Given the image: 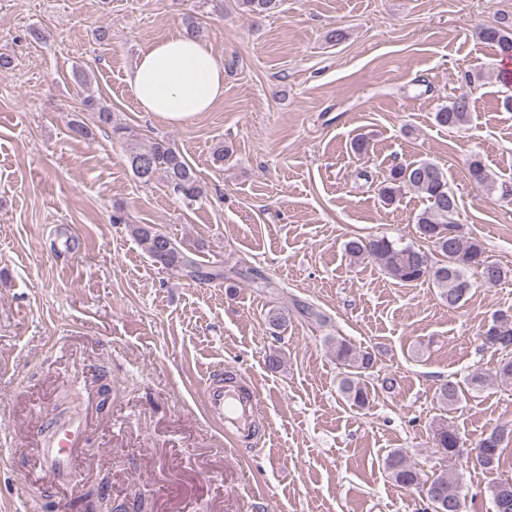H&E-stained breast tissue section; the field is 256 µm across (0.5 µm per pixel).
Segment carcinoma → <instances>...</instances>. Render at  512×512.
<instances>
[{
  "label": "carcinoma",
  "mask_w": 512,
  "mask_h": 512,
  "mask_svg": "<svg viewBox=\"0 0 512 512\" xmlns=\"http://www.w3.org/2000/svg\"><path fill=\"white\" fill-rule=\"evenodd\" d=\"M279 0H242L241 5L250 14L263 15L278 7ZM479 37L497 47L503 57L512 58V18H502L499 25L479 32ZM471 100L460 94L440 106L434 114L435 122L448 128L464 125L470 116ZM98 126L111 127L112 134L127 142L126 158L138 180L148 185L155 179L164 180L174 194L195 201L202 197L203 187L197 171L167 138L154 140L142 147L129 137L130 129L112 125V112L102 107L98 111ZM468 179L478 187L497 189L500 197L512 200V184L495 186V180L486 166L474 158L468 166ZM412 191L423 198L428 206L416 217L419 238L431 247L427 252L420 247L405 244L386 236H375L367 241L359 238L348 241L345 250L350 258L368 260L391 279L410 284L428 280L439 290L441 299L453 308L469 294L472 283L468 272L476 270L488 286L500 282L503 268L488 260L482 241L462 234L457 221L460 202L448 184L446 172L436 163L420 160L408 164L394 165L388 169L379 187V196L386 205L397 202L404 192ZM131 235L138 241L151 259L163 268L190 278L211 282L228 279L221 269H204L193 257L182 250L169 235L154 224H131ZM480 338L484 345L495 348L507 357L501 359L494 374L479 370L467 377V385L481 391L494 384L512 385V315L505 312L495 314L483 327ZM334 357L343 369L339 382L342 396L352 405L366 408L370 405L369 379L377 359L367 350H357L343 339L331 341ZM437 399L446 412L457 408L462 401L459 383L448 380L438 387ZM512 440V429L505 426L495 428L480 439L476 446L479 465L487 470L499 466L504 444ZM432 442L437 453L446 463L459 456L464 447L460 434L447 419L437 421L432 427ZM389 478L402 487H415L424 491L429 512L451 507L462 508L461 484L446 467L432 475L422 473L414 467L401 449L391 451L385 459ZM495 512H512V479L495 481L490 487Z\"/></svg>",
  "instance_id": "1"
}]
</instances>
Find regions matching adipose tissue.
<instances>
[{
    "instance_id": "ef3b65f1",
    "label": "adipose tissue",
    "mask_w": 512,
    "mask_h": 512,
    "mask_svg": "<svg viewBox=\"0 0 512 512\" xmlns=\"http://www.w3.org/2000/svg\"><path fill=\"white\" fill-rule=\"evenodd\" d=\"M128 82L141 111L185 122L223 98L224 67L204 43L180 33L143 51Z\"/></svg>"
}]
</instances>
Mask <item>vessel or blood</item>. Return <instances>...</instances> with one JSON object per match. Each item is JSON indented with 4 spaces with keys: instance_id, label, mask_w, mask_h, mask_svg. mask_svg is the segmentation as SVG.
<instances>
[{
    "instance_id": "vessel-or-blood-1",
    "label": "vessel or blood",
    "mask_w": 512,
    "mask_h": 512,
    "mask_svg": "<svg viewBox=\"0 0 512 512\" xmlns=\"http://www.w3.org/2000/svg\"><path fill=\"white\" fill-rule=\"evenodd\" d=\"M205 404L208 415L218 420L231 439L250 433L261 412L258 389L243 393L231 384L207 383ZM82 435L81 423L58 428L52 442L39 450L40 463L45 475L55 476L65 471L70 456Z\"/></svg>"
}]
</instances>
